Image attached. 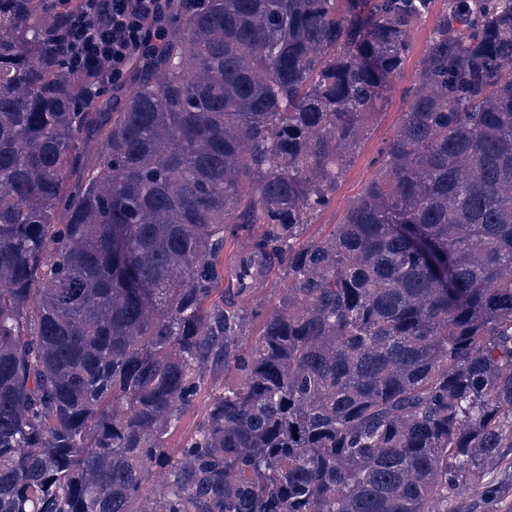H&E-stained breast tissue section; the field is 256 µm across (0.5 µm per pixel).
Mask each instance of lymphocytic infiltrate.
Returning a JSON list of instances; mask_svg holds the SVG:
<instances>
[{
    "label": "lymphocytic infiltrate",
    "instance_id": "lymphocytic-infiltrate-1",
    "mask_svg": "<svg viewBox=\"0 0 512 512\" xmlns=\"http://www.w3.org/2000/svg\"><path fill=\"white\" fill-rule=\"evenodd\" d=\"M164 0H79L59 38L69 69L88 78L86 96L124 87L133 65L167 35Z\"/></svg>",
    "mask_w": 512,
    "mask_h": 512
}]
</instances>
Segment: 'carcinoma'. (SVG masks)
Here are the masks:
<instances>
[{
	"label": "carcinoma",
	"instance_id": "obj_1",
	"mask_svg": "<svg viewBox=\"0 0 512 512\" xmlns=\"http://www.w3.org/2000/svg\"><path fill=\"white\" fill-rule=\"evenodd\" d=\"M436 2L174 0L85 102L75 2L0 0V512H458L481 486L512 448V0ZM433 12L378 175L308 236Z\"/></svg>",
	"mask_w": 512,
	"mask_h": 512
}]
</instances>
